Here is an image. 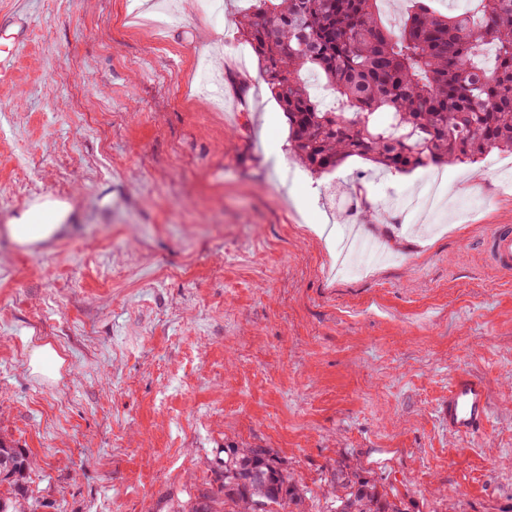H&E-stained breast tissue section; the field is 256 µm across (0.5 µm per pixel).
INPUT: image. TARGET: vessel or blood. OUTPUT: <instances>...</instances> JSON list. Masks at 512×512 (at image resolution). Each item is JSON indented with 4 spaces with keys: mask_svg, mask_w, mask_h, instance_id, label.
Returning <instances> with one entry per match:
<instances>
[{
    "mask_svg": "<svg viewBox=\"0 0 512 512\" xmlns=\"http://www.w3.org/2000/svg\"><path fill=\"white\" fill-rule=\"evenodd\" d=\"M30 26L19 17L0 18V82L11 81L21 47L30 39ZM486 260L503 271H512V226L497 224L483 238ZM442 412L449 433L469 437L478 433L491 414V399L485 383L461 373L448 385Z\"/></svg>",
    "mask_w": 512,
    "mask_h": 512,
    "instance_id": "b4317fda",
    "label": "vessel or blood"
}]
</instances>
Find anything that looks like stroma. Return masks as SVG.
Masks as SVG:
<instances>
[{
  "label": "stroma",
  "instance_id": "1",
  "mask_svg": "<svg viewBox=\"0 0 512 512\" xmlns=\"http://www.w3.org/2000/svg\"><path fill=\"white\" fill-rule=\"evenodd\" d=\"M247 0H0L31 41L0 85V435L35 461L37 512H159L267 448L326 512L357 468L409 512H512V272L481 239L512 225V154L425 169L359 158L322 177L238 33ZM68 204L29 247L6 226ZM377 221L362 220L364 208ZM67 361L28 366V339ZM488 385L454 436L448 384ZM28 364L33 375L57 380L61 377L65 360L49 341L36 336L29 349ZM442 412L449 433L470 437L478 433L491 414V399L485 383L468 373L456 375L448 385Z\"/></svg>",
  "mask_w": 512,
  "mask_h": 512
}]
</instances>
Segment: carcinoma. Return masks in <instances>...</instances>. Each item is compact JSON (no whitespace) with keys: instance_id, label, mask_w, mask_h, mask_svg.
<instances>
[{"instance_id":"1","label":"carcinoma","mask_w":512,"mask_h":512,"mask_svg":"<svg viewBox=\"0 0 512 512\" xmlns=\"http://www.w3.org/2000/svg\"><path fill=\"white\" fill-rule=\"evenodd\" d=\"M238 21L272 97L287 115L289 152L316 175L358 157L389 173L474 164L512 153V0H465L443 15L409 0L389 30L382 0H250ZM335 91L331 110L302 79ZM33 460L0 440V512H37ZM329 512H407L348 465L332 469ZM308 512L306 492L266 448L224 449V480L174 512Z\"/></svg>"}]
</instances>
